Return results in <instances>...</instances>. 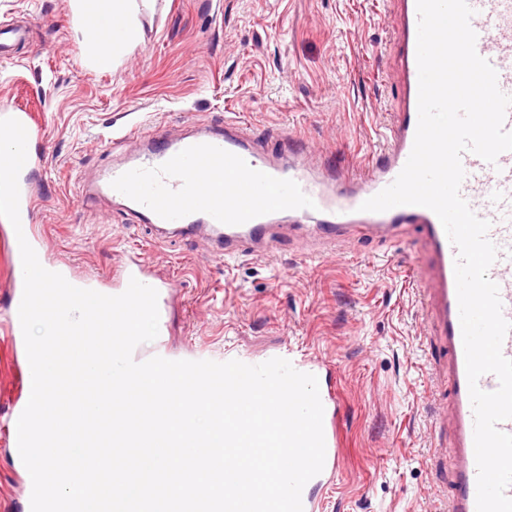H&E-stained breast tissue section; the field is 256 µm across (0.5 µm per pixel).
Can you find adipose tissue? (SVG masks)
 I'll return each instance as SVG.
<instances>
[{
    "instance_id": "1",
    "label": "adipose tissue",
    "mask_w": 512,
    "mask_h": 512,
    "mask_svg": "<svg viewBox=\"0 0 512 512\" xmlns=\"http://www.w3.org/2000/svg\"><path fill=\"white\" fill-rule=\"evenodd\" d=\"M73 29L98 67H118L140 42L139 0H70Z\"/></svg>"
}]
</instances>
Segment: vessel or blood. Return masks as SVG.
I'll return each instance as SVG.
<instances>
[{
  "mask_svg": "<svg viewBox=\"0 0 512 512\" xmlns=\"http://www.w3.org/2000/svg\"><path fill=\"white\" fill-rule=\"evenodd\" d=\"M474 14L470 25L477 35L476 51L497 72L500 90L512 95V0H468ZM416 0H400L398 35L402 43L403 104L394 123L382 135L383 145L360 168L317 164L264 150L251 126L236 119L223 128H198L169 138L154 130L149 141L125 162L112 165L94 179L80 178L82 197L106 196L123 202L127 212L151 228L177 227L182 237L209 238L225 260L272 253L282 234L275 218L287 214L298 223L311 222L315 243L325 245L345 238H394L401 225L416 224L424 231L433 267L421 280L419 292L429 305L434 332L446 350L444 362L429 364L433 378L450 383L455 486L447 512H477V465L474 450V414L469 396L465 352L454 272L456 250L430 209L403 205L384 212L361 211V204L389 186L404 168L412 151L418 123ZM0 116L23 124L29 141L45 134L31 113L9 105ZM44 158L28 150L19 175L20 228L0 223V242L18 251V235H25L36 253H43L41 234L32 221L37 209L30 175ZM466 176L461 194L471 209L489 220V239L499 249L488 275L499 287L502 313L512 322V151L495 163L476 154L462 156ZM118 291L130 279L155 288L158 308L166 310L174 284L149 270L143 257L128 255L116 273ZM324 406L325 464L302 491L304 512H317L318 492L339 471L338 421L341 400L332 385L319 389Z\"/></svg>",
  "mask_w": 512,
  "mask_h": 512,
  "instance_id": "b4317fda",
  "label": "vessel or blood"
}]
</instances>
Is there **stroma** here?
<instances>
[{
  "mask_svg": "<svg viewBox=\"0 0 512 512\" xmlns=\"http://www.w3.org/2000/svg\"><path fill=\"white\" fill-rule=\"evenodd\" d=\"M69 2L0 0V24L32 31L0 53V104L32 112L45 132L34 178L50 259L108 289L126 252L141 253L176 287L172 356L325 363L342 401V453L318 512H434L436 495L453 489L452 433L433 426L424 399L438 342L413 285L431 265L417 225L390 242L336 243L317 260L297 228L272 255L227 264L201 237L153 243L119 202L84 199L76 181L120 160L112 127L175 135L227 118L272 150L291 131L337 164L367 163L403 99L397 0H154L139 46L111 71L87 65ZM28 497L0 432V512H29Z\"/></svg>",
  "mask_w": 512,
  "mask_h": 512,
  "instance_id": "obj_1",
  "label": "stroma"
}]
</instances>
